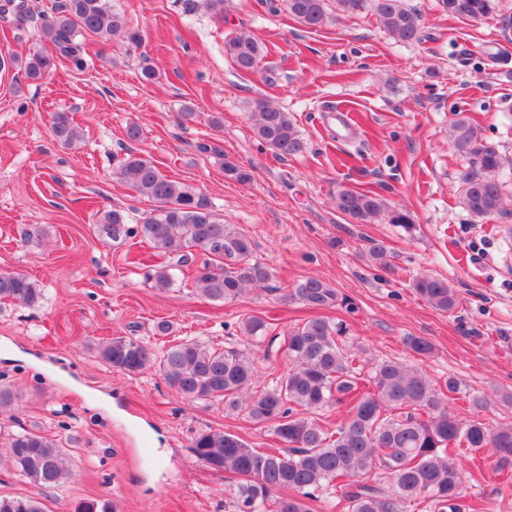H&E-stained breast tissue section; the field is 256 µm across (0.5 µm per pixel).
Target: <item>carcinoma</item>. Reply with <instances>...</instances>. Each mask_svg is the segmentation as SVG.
Instances as JSON below:
<instances>
[{
  "label": "carcinoma",
  "mask_w": 512,
  "mask_h": 512,
  "mask_svg": "<svg viewBox=\"0 0 512 512\" xmlns=\"http://www.w3.org/2000/svg\"><path fill=\"white\" fill-rule=\"evenodd\" d=\"M288 12L300 24L319 28L329 20L327 0H285ZM450 17L482 19L497 7L496 0H438ZM184 9L205 8L224 13L225 0H182ZM345 14L371 8L384 31L398 42H417L421 15L405 7L403 0H336ZM0 12L19 20L31 13L27 0H4ZM58 55L75 67L83 66V40L123 35L137 45L142 37L127 26L110 0H60L42 27ZM235 69L255 73L265 52L251 35L240 33L224 44ZM53 67V60L35 53L24 64L31 81H40ZM254 133L263 144L282 157L305 152L307 143L291 116L280 108L259 101L252 112ZM54 137L65 147L83 138L80 127L64 112L53 116ZM454 148L468 160L461 175L462 203L475 216L488 217L501 211L503 183L498 174L503 157L488 143L479 128L465 118L451 125ZM118 174L137 194L157 207L136 226L121 209L98 210L91 225L94 235L110 246H120L137 236L159 253L185 260L195 252L205 260L187 275L192 292L215 304L236 300L250 287L264 288L272 281V269L255 256L256 244L233 224L224 223L204 199L186 184L167 178L149 159L129 149L118 162ZM336 208L352 220L366 224L379 216L384 206L372 191L336 187ZM180 266L161 265L148 273L153 287L166 290L178 278ZM415 292L435 309L452 312L457 292L448 281L420 276ZM289 298L314 312V316L283 330V349L289 369L274 384L252 389L256 377L253 360L235 345L215 347L194 338H180L159 351L152 343L132 336H113L97 347L102 363L125 375L149 370L159 373L183 398L243 411L257 423H272L280 447L260 451L239 436L209 430L194 436L191 448L198 461L231 474L236 480L235 512H310L316 492L329 489L334 507L346 512H402L403 504L423 498L430 512H466L461 485L464 469L452 458L449 445L458 454L492 450L501 466L512 464V425L490 426L475 418L460 422L448 411L447 393H462L475 410L485 407L482 395L468 390L456 377L436 386L421 369H409L388 360L364 376L352 366L346 350L349 327L343 320L320 315L324 310L349 306L345 297L318 278L296 285ZM0 299L34 306L42 290L24 274L0 273ZM241 333L262 344L271 323L260 317L244 319ZM404 343L414 353L426 356L431 342L408 336ZM346 407L343 423L331 432L318 422L301 416L300 410L324 406ZM5 458L13 473L41 490L60 486L71 478L63 449L40 431L10 434ZM0 512H45L36 496L0 497Z\"/></svg>",
  "instance_id": "carcinoma-1"
}]
</instances>
